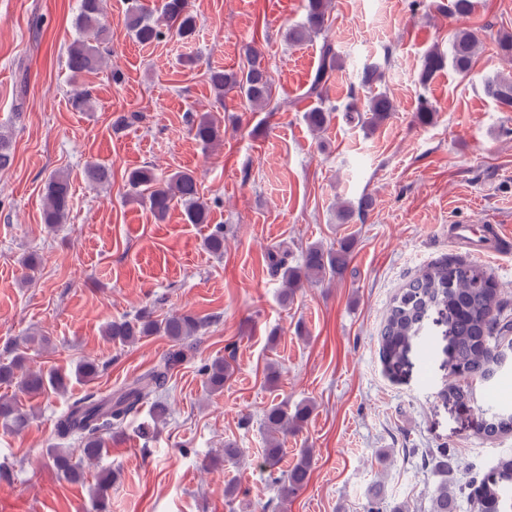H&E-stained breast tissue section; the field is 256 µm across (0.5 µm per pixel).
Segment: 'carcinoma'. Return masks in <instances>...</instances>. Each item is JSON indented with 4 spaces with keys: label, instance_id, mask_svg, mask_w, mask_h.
Listing matches in <instances>:
<instances>
[{
    "label": "carcinoma",
    "instance_id": "carcinoma-1",
    "mask_svg": "<svg viewBox=\"0 0 512 512\" xmlns=\"http://www.w3.org/2000/svg\"><path fill=\"white\" fill-rule=\"evenodd\" d=\"M332 0H306V14L302 22L288 27L286 38L292 44H302L322 37L318 64L307 90V96L316 105L306 113L308 124L316 131L322 130L334 112H356V103L339 108L327 103L328 86L340 69V55L335 42L328 35V19ZM104 0H80L76 18L78 37L69 46L68 61L75 72H92L104 61L99 45L106 40V27L101 23ZM126 25L141 45L160 40L169 32L189 42L196 34L197 21L192 12L191 0H162L160 17L155 18L139 4L134 3L126 14ZM480 42L471 32L458 30L448 39V52L435 47L424 56L420 81L433 79L437 72L449 64L461 76L471 72L479 53ZM245 63L236 71L211 70L208 81L216 98L234 90L254 107L268 103L272 95V78L260 60V52L252 45L244 48ZM485 92L501 108L512 111V76L497 75L485 81ZM364 111L369 116L361 119L368 130L384 122L395 111L393 101L383 93H369ZM193 138L210 146L224 135L223 128L214 121L201 117L189 124ZM127 184L133 199L148 205L158 219H163L174 203L183 207L185 221L189 224L210 223V207L199 194L196 176L192 171H179L160 179L153 168L144 165L127 174ZM71 205L69 177L55 174L45 186L43 224L53 231L63 223ZM371 200H362L358 208L346 204L336 206V215L343 223L353 218L357 211H366ZM205 247L213 253L224 252V226L218 224L206 237ZM349 243L337 248L310 245L301 264L290 266L288 253L274 251L268 254L269 265L281 278L283 301L293 299L296 291L310 282L332 280L343 274L348 262ZM446 311L444 322L448 326V371L455 375L464 373L480 380L493 379L512 358V344L504 341L512 332V319L503 311L497 287L488 271L474 263L448 259L427 267L418 276L399 289L389 304L380 336V356L386 372L394 376L407 360L416 338L421 335L431 316L439 310ZM206 320L190 312L156 316L148 308L133 318L122 317L108 322L104 335L113 342L133 345L149 336H163L170 342L169 349L158 362L123 388L108 395L86 394L74 400L55 423L59 439L78 445L80 457H74L71 448L51 446L47 460L56 473L71 483L85 481L86 470L97 465L101 455L112 441L125 435L128 416L141 406L150 404L148 423L139 429L141 437L148 439L168 415L167 405L160 399L179 366L195 358L200 332ZM105 370L104 365L91 358L80 360L74 369L77 380H90ZM232 368L222 358H217L203 368V386L206 392L224 389V381ZM68 374L56 369L47 372L24 369V357L16 356L0 365V383L14 385L18 391L32 397H45L67 387ZM313 412L309 402L299 403L288 410L282 401L270 404L263 415L266 448L263 464L274 473L284 453L285 438L300 432ZM481 433L487 439L512 431V411L490 404L483 410ZM30 413L19 405L16 396H0V423L15 432L24 430ZM311 470V451L303 448L286 477H274L277 487L278 507L287 510L288 502L306 485ZM117 470L94 473L93 498L102 506L108 491L118 478ZM459 491L441 483L431 500V512H452ZM478 512H512V454L499 458L496 466L486 473L477 487Z\"/></svg>",
    "mask_w": 512,
    "mask_h": 512
}]
</instances>
